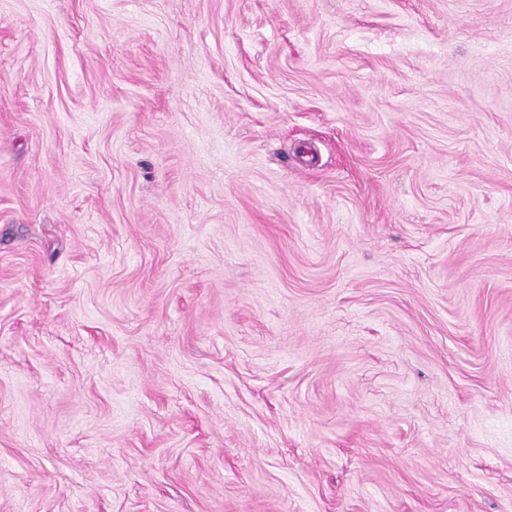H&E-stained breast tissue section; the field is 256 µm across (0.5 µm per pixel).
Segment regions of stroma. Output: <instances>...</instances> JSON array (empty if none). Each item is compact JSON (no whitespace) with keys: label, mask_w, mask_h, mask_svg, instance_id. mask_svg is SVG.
Returning <instances> with one entry per match:
<instances>
[{"label":"stroma","mask_w":512,"mask_h":512,"mask_svg":"<svg viewBox=\"0 0 512 512\" xmlns=\"http://www.w3.org/2000/svg\"><path fill=\"white\" fill-rule=\"evenodd\" d=\"M0 512H512V0H0Z\"/></svg>","instance_id":"obj_1"}]
</instances>
